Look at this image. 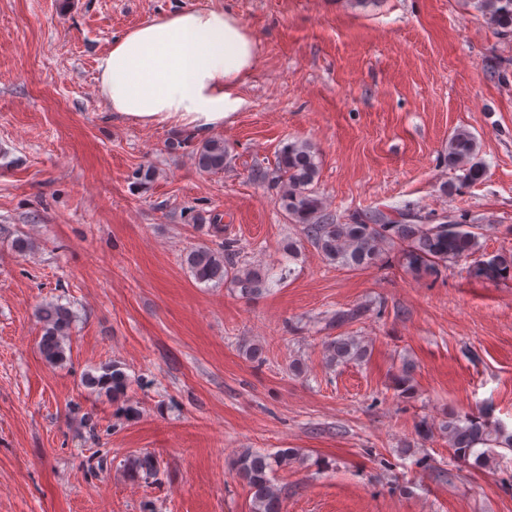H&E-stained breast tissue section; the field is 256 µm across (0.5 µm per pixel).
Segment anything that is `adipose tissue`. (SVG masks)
Returning <instances> with one entry per match:
<instances>
[{
  "instance_id": "1",
  "label": "adipose tissue",
  "mask_w": 512,
  "mask_h": 512,
  "mask_svg": "<svg viewBox=\"0 0 512 512\" xmlns=\"http://www.w3.org/2000/svg\"><path fill=\"white\" fill-rule=\"evenodd\" d=\"M257 44L219 9H186L127 30L99 59L98 95L115 117L205 138L240 108Z\"/></svg>"
}]
</instances>
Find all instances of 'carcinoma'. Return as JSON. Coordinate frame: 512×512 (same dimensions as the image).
<instances>
[{
  "instance_id": "obj_1",
  "label": "carcinoma",
  "mask_w": 512,
  "mask_h": 512,
  "mask_svg": "<svg viewBox=\"0 0 512 512\" xmlns=\"http://www.w3.org/2000/svg\"><path fill=\"white\" fill-rule=\"evenodd\" d=\"M496 34L512 37V0H473ZM314 147L306 141L291 142L280 151L272 175H263L277 189V201L299 226L303 235L314 243L323 257L336 266L356 270L382 260L385 248L397 246L400 261L412 276L437 279L449 265L471 260L469 275L476 279L496 282L512 278V252L488 256L481 251L479 226L466 219L444 217L440 224H417L418 216L397 211V216L376 212L364 217L353 216L350 222L337 224L323 213V202L314 190L318 177ZM227 151L224 140L211 139L195 153V163L203 172L224 170ZM454 179L447 191L482 180L485 169L478 159L474 135L458 129L448 137V152L444 157ZM240 247L230 239L214 249L198 245L188 250L184 263L196 281L216 285L230 283L244 298L266 291L272 282L269 270L238 261ZM42 324L38 350L50 366L67 361L70 337L76 314L59 301H46L37 309ZM326 362L335 366L367 357L368 349L356 336H336L326 345ZM86 387L104 392L114 400L126 397L130 379L118 362H112L83 375ZM448 439L454 457L473 467H485L494 459L495 449L512 451L509 433L487 411L479 410L451 416L439 426ZM294 448H284L275 454L261 453L250 448L234 460L236 474L253 492L252 512H282L279 490L272 482L278 468L297 459ZM474 462H469V459ZM125 468L133 479L149 480L160 470L158 457L151 452H138L126 459Z\"/></svg>"
}]
</instances>
